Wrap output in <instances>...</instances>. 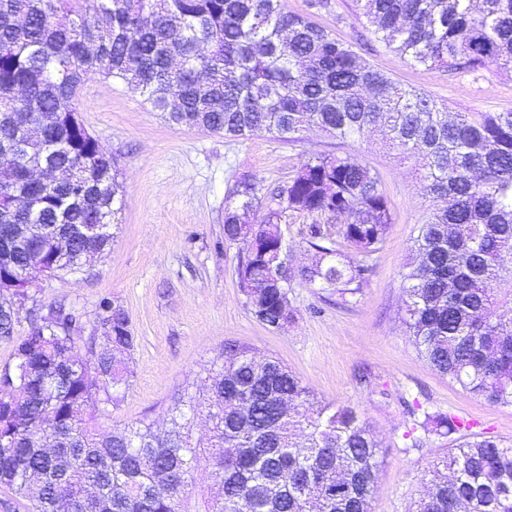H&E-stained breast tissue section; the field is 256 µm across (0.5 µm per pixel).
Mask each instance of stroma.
Masks as SVG:
<instances>
[{
	"instance_id": "35a3bbf8",
	"label": "stroma",
	"mask_w": 512,
	"mask_h": 512,
	"mask_svg": "<svg viewBox=\"0 0 512 512\" xmlns=\"http://www.w3.org/2000/svg\"><path fill=\"white\" fill-rule=\"evenodd\" d=\"M284 4L288 11L311 14L376 69L449 110H512V73L481 68L451 74L411 64L356 17L352 0H328L324 7L312 0ZM79 108L118 170L119 224L111 248L92 258L85 272L42 279L31 288L15 333L25 335L30 310L45 315L62 303L81 315L85 335H97L99 302L123 305L136 336L128 355L131 377L103 429L144 418L163 421L174 397L207 361L246 347L278 358L318 401L357 408L381 448L371 512H408L452 444L433 436L423 447H407L403 434L412 424V407L461 418L473 431L512 444V406L489 404L449 383L425 364L406 335L400 273L417 227L433 207L419 158L401 157L376 132L343 141L312 129L287 142L175 127L126 85L99 76L85 83ZM320 153L375 169L393 222L358 292L338 303L321 288L295 283L288 293L294 319L273 332L248 311L238 288V247L224 240L225 200L241 177L252 176L259 203L248 221L260 223L271 205L269 190Z\"/></svg>"
}]
</instances>
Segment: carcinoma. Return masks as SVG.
<instances>
[{
	"mask_svg": "<svg viewBox=\"0 0 512 512\" xmlns=\"http://www.w3.org/2000/svg\"><path fill=\"white\" fill-rule=\"evenodd\" d=\"M373 34L413 64L451 73L490 65L512 72V0H355ZM140 94L172 126L229 137L265 134L296 142L310 128L338 140L379 131L399 154L424 161L435 209L418 225L401 274L404 324L425 363L462 390L512 406V111L448 108L405 88L283 0H0V336L22 304L23 271L69 274L87 245L81 224H101L103 252L121 200L112 158L71 120L93 76ZM57 113L41 137L26 129ZM67 171L68 181L55 178ZM278 208L258 224L244 177L224 206V242L239 248L238 285L271 331L293 318L295 281L346 299L373 272L393 212L375 170L320 154L273 192ZM334 217L308 224L317 260L293 268L281 212ZM65 241L54 251L47 237ZM109 344L89 338L76 355L82 317L59 305L30 315L12 362L0 369V487L28 512H370L380 448L353 406L316 400L279 359L247 348L204 368L201 390L180 395L164 434L141 419L109 432L110 389L128 382L133 349L122 305L96 312ZM209 420L193 441L194 415ZM422 411L405 437L455 434L424 486L416 512H512V445Z\"/></svg>",
	"mask_w": 512,
	"mask_h": 512,
	"instance_id": "obj_1",
	"label": "carcinoma"
}]
</instances>
